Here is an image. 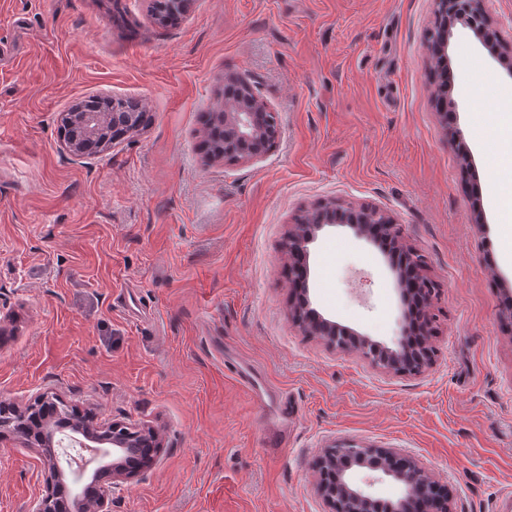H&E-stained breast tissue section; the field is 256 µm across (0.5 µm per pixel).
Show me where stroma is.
I'll use <instances>...</instances> for the list:
<instances>
[{
    "mask_svg": "<svg viewBox=\"0 0 512 512\" xmlns=\"http://www.w3.org/2000/svg\"><path fill=\"white\" fill-rule=\"evenodd\" d=\"M150 3L119 0L113 19L110 0H0V401L54 391L100 422L162 430L112 512H324L313 462L343 440L415 457L453 512H512V228L489 195L512 196V170L496 166L476 81L439 115L433 0H192L173 25ZM448 53L512 92L468 30ZM230 72L281 127L248 164L203 159ZM96 93L142 101L150 120L72 158L58 116ZM329 198L388 210L425 256L439 293L423 374L294 326L283 237ZM310 269L312 308L391 341L399 297L377 247L329 227ZM42 490L38 455L0 436V512Z\"/></svg>",
    "mask_w": 512,
    "mask_h": 512,
    "instance_id": "stroma-1",
    "label": "stroma"
}]
</instances>
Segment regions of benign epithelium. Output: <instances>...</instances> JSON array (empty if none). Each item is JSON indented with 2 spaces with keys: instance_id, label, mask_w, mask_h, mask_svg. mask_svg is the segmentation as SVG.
I'll list each match as a JSON object with an SVG mask.
<instances>
[{
  "instance_id": "benign-epithelium-1",
  "label": "benign epithelium",
  "mask_w": 512,
  "mask_h": 512,
  "mask_svg": "<svg viewBox=\"0 0 512 512\" xmlns=\"http://www.w3.org/2000/svg\"><path fill=\"white\" fill-rule=\"evenodd\" d=\"M436 41L429 45L435 70L430 72L436 84L440 106L455 105L448 87V73L439 71L450 64L448 40L453 29L462 25L483 46L493 43L501 60L512 69V36H505L486 8V0H434ZM224 98L229 103L220 116L224 118V153L211 156L226 163H251L261 159L280 135L275 113L256 96L250 80L241 74H224ZM76 123L89 138H97L109 117L100 112H71ZM348 228L354 236L369 243H377L384 236L405 255L418 277H423L424 257L409 247L400 224L393 215L377 206H355L340 199H330L306 210L297 223L288 225L283 238L282 252L288 259L294 287L301 292L302 308L293 316L299 331L316 336L337 349L356 351L370 364L384 372L422 374L433 364L432 351L410 358L409 336L410 292L401 270L388 264L396 282L400 311L398 332L391 343L376 341L353 328L331 318L302 309L310 304L309 258L311 245L328 227ZM44 434L62 449L51 459L41 458L44 469V490L33 502L29 512H58L55 508V488L59 481L69 479V488L78 512H111L109 496L104 490L94 497L86 495V464L73 466L76 456L90 453L89 462L112 466V487L116 488L134 479L138 470L134 465L141 459L142 448H152L160 454L164 438L158 429L147 423L131 424L114 421L100 424L75 419L69 432L56 438V431L47 428ZM313 489L322 501L325 512H453L452 498L438 479L429 473L414 457L395 448L365 445L354 440L332 443L321 450L313 464ZM390 482L399 488L394 498H383L374 489L378 482Z\"/></svg>"
}]
</instances>
